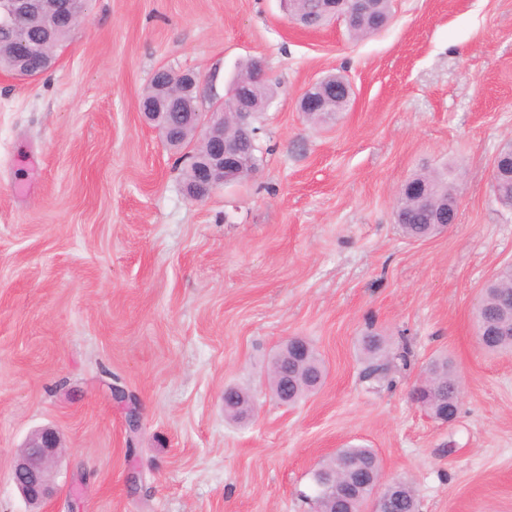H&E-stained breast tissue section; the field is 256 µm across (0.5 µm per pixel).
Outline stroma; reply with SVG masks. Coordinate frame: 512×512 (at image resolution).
Instances as JSON below:
<instances>
[{
  "mask_svg": "<svg viewBox=\"0 0 512 512\" xmlns=\"http://www.w3.org/2000/svg\"><path fill=\"white\" fill-rule=\"evenodd\" d=\"M391 13L356 40L291 23L281 0H85L53 67L0 74V512H28L12 469L45 424L64 448L49 512H308L301 491L348 445L419 512H512V352L483 351L473 319L512 264L491 188L512 139V0ZM254 57L276 84L258 169L191 200L141 98L159 67L194 71L209 110ZM334 73L347 110L310 124L298 99ZM433 170L456 222L407 239L398 189ZM292 336L326 376L288 406L267 368ZM443 356L462 379L449 424L411 397ZM230 385L253 399L247 425L224 416Z\"/></svg>",
  "mask_w": 512,
  "mask_h": 512,
  "instance_id": "obj_1",
  "label": "stroma"
}]
</instances>
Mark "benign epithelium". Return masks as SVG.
<instances>
[{
	"label": "benign epithelium",
	"mask_w": 512,
	"mask_h": 512,
	"mask_svg": "<svg viewBox=\"0 0 512 512\" xmlns=\"http://www.w3.org/2000/svg\"><path fill=\"white\" fill-rule=\"evenodd\" d=\"M346 0H320L323 18H341L349 29L357 26L358 18L374 14V0H353L348 10H343ZM81 14V0H0V26L10 25L14 20L26 18L33 27L47 34L54 30L56 21L65 15ZM156 96L144 107V116L156 123L165 142H170L171 123L166 103L178 98L183 105L182 124L202 135L212 145L207 158L195 166L196 182L188 191L196 199L198 187L213 189L220 185H231L239 181L252 164V157L242 150L245 142L253 143L259 133L254 125L255 111L251 108V96L256 87L269 78L264 62L255 60L251 74L232 83L231 91L211 110L202 112L196 105L200 83L198 74L192 71L173 72L160 69L156 73ZM336 88V83L322 79L308 87L299 98V109L306 116L315 115L322 122L333 120L336 114L329 108L327 88ZM233 116L234 128L224 129V116ZM512 175V147L503 146L496 154L492 171V183L501 187ZM512 333V323L489 321L477 329L478 336H498ZM62 453L57 430L44 426L35 430L20 449L15 461L12 479L23 499L37 507L52 495L51 477L57 470ZM394 484L376 481L373 512H389L394 499Z\"/></svg>",
	"instance_id": "benign-epithelium-1"
}]
</instances>
